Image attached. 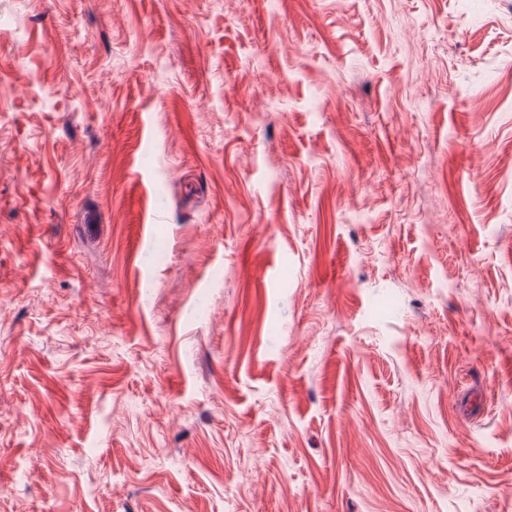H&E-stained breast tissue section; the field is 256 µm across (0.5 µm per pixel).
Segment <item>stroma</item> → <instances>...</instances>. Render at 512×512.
Listing matches in <instances>:
<instances>
[{"instance_id":"35a3bbf8","label":"stroma","mask_w":512,"mask_h":512,"mask_svg":"<svg viewBox=\"0 0 512 512\" xmlns=\"http://www.w3.org/2000/svg\"><path fill=\"white\" fill-rule=\"evenodd\" d=\"M0 512H512V0H0Z\"/></svg>"}]
</instances>
